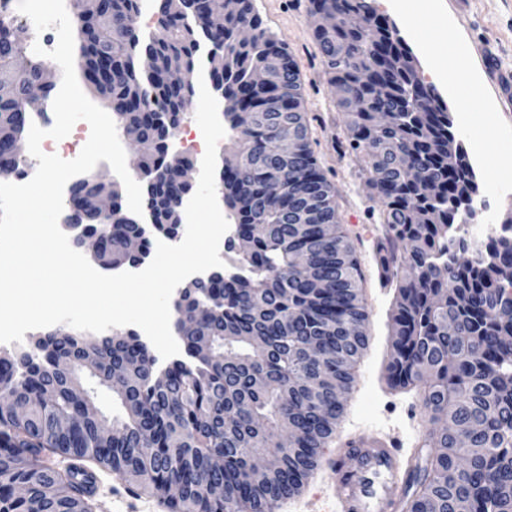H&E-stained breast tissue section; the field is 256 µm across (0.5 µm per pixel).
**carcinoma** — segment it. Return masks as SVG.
Returning a JSON list of instances; mask_svg holds the SVG:
<instances>
[{
	"label": "carcinoma",
	"instance_id": "carcinoma-1",
	"mask_svg": "<svg viewBox=\"0 0 512 512\" xmlns=\"http://www.w3.org/2000/svg\"><path fill=\"white\" fill-rule=\"evenodd\" d=\"M374 0H309L313 15L362 16L363 28L317 26L314 38L336 106L350 116L347 150L363 157L382 205L379 251L397 281L390 387H419L435 421L403 461L401 512H512V235L490 239L478 256L457 260L470 245L455 218L477 189L466 150L449 148L453 119L435 88L417 72L409 49ZM141 0H100L77 29L81 78L121 124L138 128L147 194L161 225L171 223L191 189L192 163L166 160L167 137L181 123L193 90L169 62L206 71L224 92V121L237 165L222 173L224 208L252 236L239 255L244 274H229L193 291L186 310L198 329L185 338L192 362L159 371L129 332H115L96 351L98 365L79 368L83 341L63 328L32 346L0 355V512H93L94 470L127 476L148 495H164L172 512H274L300 493L319 463V448L344 414L367 340L349 334L366 320L359 259L336 221L335 189L310 145L300 70L262 28L245 0H226L224 30L206 28L209 0H184L174 13L154 0L159 30L136 26ZM268 71L262 83L253 73ZM43 65L0 16V175L20 168L13 144L34 112L27 100ZM283 126L297 139L290 157L271 154ZM421 168L438 191L409 180ZM282 185L275 208L270 181ZM88 177L72 190L68 218L88 227L95 253L125 256L123 234L81 206ZM306 205L313 217L293 219ZM123 408L97 409L100 389ZM290 419L289 447L274 429ZM112 421L119 435L101 436ZM269 466L257 474L254 454ZM468 456L462 470L458 459ZM178 494L169 495L171 486Z\"/></svg>",
	"mask_w": 512,
	"mask_h": 512
}]
</instances>
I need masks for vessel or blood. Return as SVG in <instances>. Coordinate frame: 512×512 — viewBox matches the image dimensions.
<instances>
[{
  "mask_svg": "<svg viewBox=\"0 0 512 512\" xmlns=\"http://www.w3.org/2000/svg\"><path fill=\"white\" fill-rule=\"evenodd\" d=\"M351 457L349 476L339 482L345 512H391L401 471L391 446L373 437H361L352 441Z\"/></svg>",
  "mask_w": 512,
  "mask_h": 512,
  "instance_id": "obj_1",
  "label": "vessel or blood"
}]
</instances>
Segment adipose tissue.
<instances>
[{"label": "adipose tissue", "mask_w": 512, "mask_h": 512, "mask_svg": "<svg viewBox=\"0 0 512 512\" xmlns=\"http://www.w3.org/2000/svg\"><path fill=\"white\" fill-rule=\"evenodd\" d=\"M388 11L396 15L405 31L413 41L415 49L424 62V73L428 76L439 94L453 103L459 111H467L469 99L464 95V88H478L480 79L474 71L469 69L462 61L460 50L449 51L447 56H440L436 44L426 39L414 27L409 19V12L405 0H381Z\"/></svg>", "instance_id": "1"}]
</instances>
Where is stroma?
<instances>
[{"label": "stroma", "instance_id": "obj_1", "mask_svg": "<svg viewBox=\"0 0 512 512\" xmlns=\"http://www.w3.org/2000/svg\"><path fill=\"white\" fill-rule=\"evenodd\" d=\"M308 6V0H253L263 28L282 42L298 63L311 148L335 188L339 228L361 263L369 344L336 434L321 450L323 465L310 475L299 494L280 501L275 512H341L333 464L350 436L374 433L397 438L407 454L432 427L418 388L393 390L386 382L392 342L390 316L397 289L392 284L380 285L374 261L375 244L384 232L382 207L368 183L364 162L344 148L347 116L336 106V87L321 62L313 38L316 19ZM443 8V16L428 25V36L444 46L449 30H456L463 61L477 68L482 80L479 92L470 97L467 114L453 116L457 140L466 145L482 135L486 106H495L492 134L485 137L486 170L477 174L476 183L479 196L492 198L502 222L512 217V197L495 196L494 187L512 185V100L499 95L491 71L512 70V0H443ZM101 481L96 512H167L158 497L137 496L121 473L107 472Z\"/></svg>", "mask_w": 512, "mask_h": 512}]
</instances>
